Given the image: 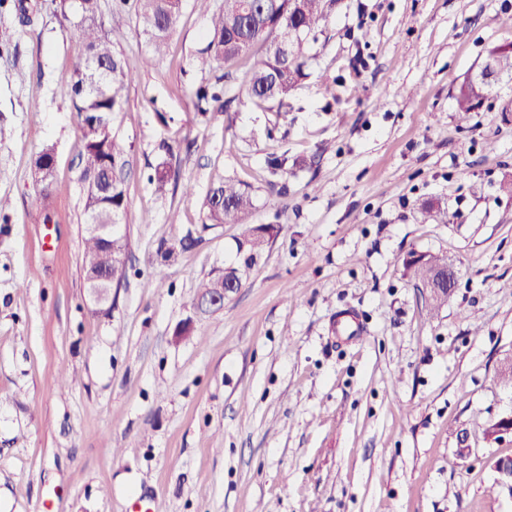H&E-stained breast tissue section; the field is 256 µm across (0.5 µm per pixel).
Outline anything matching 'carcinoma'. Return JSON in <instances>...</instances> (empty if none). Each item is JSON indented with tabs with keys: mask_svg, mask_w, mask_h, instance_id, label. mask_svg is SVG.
<instances>
[{
	"mask_svg": "<svg viewBox=\"0 0 512 512\" xmlns=\"http://www.w3.org/2000/svg\"><path fill=\"white\" fill-rule=\"evenodd\" d=\"M137 18L148 43L145 64L151 65L164 53L168 39L179 22L183 0H136ZM258 17L249 28L243 26L244 0H223V6L211 15L210 34L202 62L214 60L230 64L242 56H251L248 100L283 105L288 93L305 76L309 56L305 42L316 37L317 31L328 21L338 0H304L305 8L291 11L292 0H254ZM80 16L79 36L85 49L83 62L75 69L71 82L61 94L72 102L80 123L98 120L110 123L111 114L121 109L126 92L134 80L126 69L121 55L112 44V29L99 23V0H76ZM288 42V53L280 45ZM486 58L494 60L499 74L512 73V47L497 46ZM492 83L475 75H468L455 89L454 100L459 120L467 121L470 113L486 100ZM194 107L199 112H221L224 103L219 92L201 87L196 92ZM127 153L126 144L113 136L100 140L85 138L80 155V181L84 208H93L96 221L114 225L112 252L122 257L125 244L120 233L121 219L127 214L124 179L122 176ZM170 167L162 163L156 167L149 181L155 191L164 192L170 184ZM203 207L210 224H242L246 226L243 245L247 260L264 249V243L255 232L262 230L276 238L278 224L253 225L249 223L255 205L252 193L240 183L226 181L212 187L203 199ZM106 246L92 236L85 238L82 258L84 274L104 263Z\"/></svg>",
	"mask_w": 512,
	"mask_h": 512,
	"instance_id": "obj_1",
	"label": "carcinoma"
}]
</instances>
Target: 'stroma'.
I'll return each instance as SVG.
<instances>
[{
    "label": "stroma",
    "mask_w": 512,
    "mask_h": 512,
    "mask_svg": "<svg viewBox=\"0 0 512 512\" xmlns=\"http://www.w3.org/2000/svg\"><path fill=\"white\" fill-rule=\"evenodd\" d=\"M17 2L0 0V512H512L485 463L512 444L481 430L512 410L496 378L512 353V77L469 121L453 98L512 45V0H339L282 109L247 102L243 58L207 114L192 98L213 81L208 15L184 0L148 67L133 6L100 0L136 76L110 121L131 150L107 310L85 286L82 133L60 93L83 45L52 9L21 24ZM282 155L287 175L271 174ZM164 161L179 187L160 196ZM226 179L277 239L251 259L242 225L221 224L163 259ZM411 252L458 270L438 311L404 271ZM222 267L241 287L196 318V283Z\"/></svg>",
    "instance_id": "stroma-1"
}]
</instances>
